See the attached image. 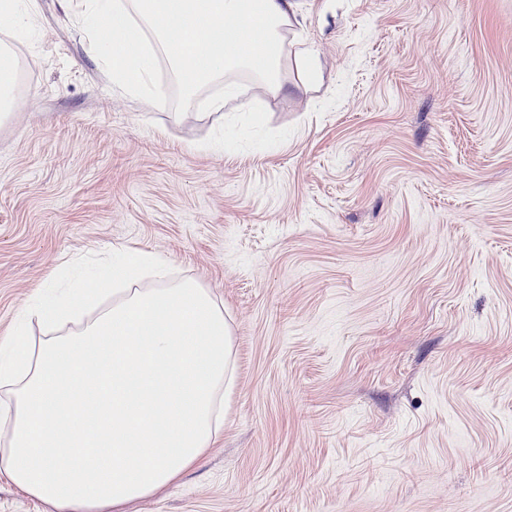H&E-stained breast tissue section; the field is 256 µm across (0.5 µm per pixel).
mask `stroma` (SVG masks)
I'll return each instance as SVG.
<instances>
[{
	"label": "stroma",
	"instance_id": "1",
	"mask_svg": "<svg viewBox=\"0 0 512 512\" xmlns=\"http://www.w3.org/2000/svg\"><path fill=\"white\" fill-rule=\"evenodd\" d=\"M255 108L118 88L75 0L0 30V339L111 251L224 301V432L121 512H512V0H299ZM15 63L11 47L0 45V119L6 117L13 103V83L15 81Z\"/></svg>",
	"mask_w": 512,
	"mask_h": 512
}]
</instances>
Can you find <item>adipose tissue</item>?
Returning <instances> with one entry per match:
<instances>
[{
	"label": "adipose tissue",
	"mask_w": 512,
	"mask_h": 512,
	"mask_svg": "<svg viewBox=\"0 0 512 512\" xmlns=\"http://www.w3.org/2000/svg\"><path fill=\"white\" fill-rule=\"evenodd\" d=\"M78 14L112 78L154 104L165 59L185 103L209 111L239 98L249 74L269 93L314 74L313 50L289 52L297 0H80ZM209 41H201L200 33ZM215 84L220 95L206 96ZM95 284L73 282L49 303L23 310L0 341V472L55 512H106L177 481L224 426L234 389L229 322L192 280L169 282L170 262L151 253L104 258ZM41 328L33 342L29 325Z\"/></svg>",
	"instance_id": "obj_1"
}]
</instances>
